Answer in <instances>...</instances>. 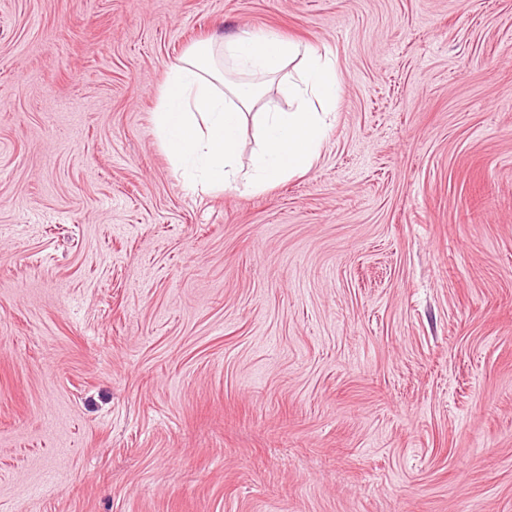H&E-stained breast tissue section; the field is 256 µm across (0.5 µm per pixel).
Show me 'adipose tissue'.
I'll return each mask as SVG.
<instances>
[{"label":"adipose tissue","mask_w":512,"mask_h":512,"mask_svg":"<svg viewBox=\"0 0 512 512\" xmlns=\"http://www.w3.org/2000/svg\"><path fill=\"white\" fill-rule=\"evenodd\" d=\"M302 69L281 78L292 60ZM291 102L289 110L256 112L268 82ZM340 92L336 58L272 32H246L221 45L186 51L169 68L154 115V133L189 190L232 188L247 114H255L257 148L245 184L261 192L277 181L310 170L326 137Z\"/></svg>","instance_id":"obj_1"}]
</instances>
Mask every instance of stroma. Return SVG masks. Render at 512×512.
<instances>
[{
  "instance_id": "35a3bbf8",
  "label": "stroma",
  "mask_w": 512,
  "mask_h": 512,
  "mask_svg": "<svg viewBox=\"0 0 512 512\" xmlns=\"http://www.w3.org/2000/svg\"><path fill=\"white\" fill-rule=\"evenodd\" d=\"M244 31L336 118L192 194L159 92ZM0 512H512V0H0Z\"/></svg>"
}]
</instances>
